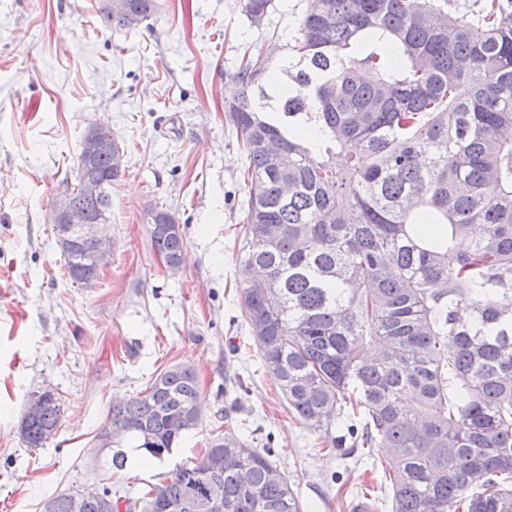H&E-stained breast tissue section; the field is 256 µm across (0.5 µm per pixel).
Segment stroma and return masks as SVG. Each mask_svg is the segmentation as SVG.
Instances as JSON below:
<instances>
[{
	"label": "stroma",
	"mask_w": 512,
	"mask_h": 512,
	"mask_svg": "<svg viewBox=\"0 0 512 512\" xmlns=\"http://www.w3.org/2000/svg\"><path fill=\"white\" fill-rule=\"evenodd\" d=\"M93 0H0V512L109 485L140 491L224 433L271 451L303 512H353L370 494L390 512L382 451L329 454L292 414L242 315L246 157L224 115L243 53L293 44L308 0H272L251 25L243 0H163L150 25L101 30ZM95 123L125 152L106 232L112 255L94 286L72 282L49 220ZM180 225L177 271L153 250L148 208ZM192 366L200 417L163 459L123 470L97 438L116 399L174 365ZM62 402L54 435L30 448L28 401Z\"/></svg>",
	"instance_id": "1"
}]
</instances>
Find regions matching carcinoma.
I'll list each match as a JSON object with an SVG mask.
<instances>
[{
	"mask_svg": "<svg viewBox=\"0 0 512 512\" xmlns=\"http://www.w3.org/2000/svg\"><path fill=\"white\" fill-rule=\"evenodd\" d=\"M127 6L93 9L117 32L162 3ZM270 7L244 0L256 26ZM237 80L224 112L247 164L241 304L288 408L341 456L385 449L391 512H512V0H309L288 53L243 56ZM117 146L90 169L106 179L93 212H111ZM150 240L180 267L181 229L155 222ZM89 250L63 253L75 283ZM197 398L195 371L174 365L113 404L109 428L160 460ZM60 416L54 393L27 447ZM203 459L223 512H302L271 452L228 433ZM195 470L134 503L207 495Z\"/></svg>",
	"mask_w": 512,
	"mask_h": 512,
	"instance_id": "cac0c4a2",
	"label": "carcinoma"
}]
</instances>
